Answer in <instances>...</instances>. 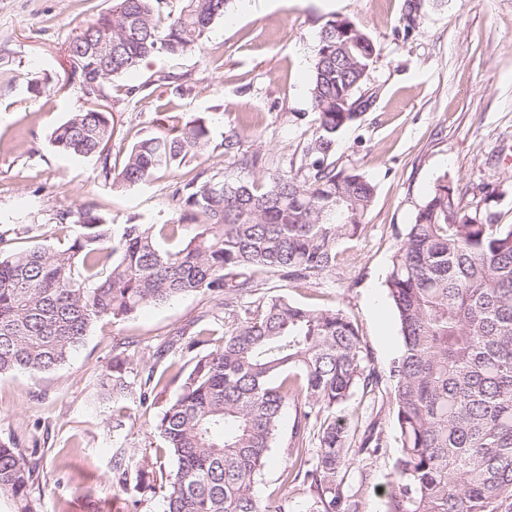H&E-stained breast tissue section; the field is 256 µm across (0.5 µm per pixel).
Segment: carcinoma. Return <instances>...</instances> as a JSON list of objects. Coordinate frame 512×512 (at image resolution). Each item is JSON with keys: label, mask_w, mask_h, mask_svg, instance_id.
Returning a JSON list of instances; mask_svg holds the SVG:
<instances>
[{"label": "carcinoma", "mask_w": 512, "mask_h": 512, "mask_svg": "<svg viewBox=\"0 0 512 512\" xmlns=\"http://www.w3.org/2000/svg\"><path fill=\"white\" fill-rule=\"evenodd\" d=\"M232 0H112V10L76 30L65 56L88 95L157 54L197 48ZM111 30L96 50L98 27ZM376 62L370 36L355 22L319 32L310 89L317 128L306 173L243 181L195 176L176 189L183 224H114L90 208L59 214L73 225L62 248L36 244L0 257V375L53 371L78 351L101 320H127L148 305L209 294L223 331L201 325L189 341L156 350L178 368L179 392L156 421L161 452L173 461L166 512H288L253 493L278 436L284 403L295 406L282 485H306L308 512H357L344 469L382 443L377 423L359 445L336 413L358 390L385 380L400 442L386 512H512V224L477 217L458 189L439 182L398 233L386 279L401 337L384 371L365 364L354 321L341 308L315 309L268 297L267 279L306 281L336 274L340 248L361 237L375 187L362 174L325 164L336 134L370 107L360 94ZM112 114L88 107L52 134L59 152L101 161L122 186L204 153L200 119L172 117L167 131L136 142L119 168L106 146ZM215 348L194 353L201 345ZM112 421L131 417L122 399L146 406L167 387L155 367L132 373L112 357ZM316 435L315 456L298 443ZM139 494L155 491L149 472L119 452L112 469ZM36 466L0 439V496L16 512H41Z\"/></svg>", "instance_id": "cac0c4a2"}]
</instances>
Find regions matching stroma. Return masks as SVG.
<instances>
[{"mask_svg":"<svg viewBox=\"0 0 512 512\" xmlns=\"http://www.w3.org/2000/svg\"><path fill=\"white\" fill-rule=\"evenodd\" d=\"M111 8L112 0H0V249L65 246L73 229L54 217L79 207L117 224L177 223L174 191L201 172L250 179L304 167L316 128L310 81L318 35L335 16L354 21L376 46L377 61L361 88L376 100L337 137L326 162L366 175L375 198L361 238L341 248L334 276L273 278L267 294L343 308L358 327L368 364L383 370L401 345L386 288L396 229L412 223L443 179L469 202L492 186L487 210L512 224V0H269L260 13L234 0L199 49L177 59L154 56L92 97L66 63L65 48L78 27ZM161 74L173 82L157 83ZM147 81L151 94L136 93ZM34 82L45 87L37 98L28 89ZM93 104L112 114L113 165L174 114L203 118L210 145L144 184L114 186L99 161L66 157L50 142L71 113ZM233 132L242 152L257 154V166L241 168L225 153L224 139ZM211 306L208 295L190 293L120 323L102 320L53 372L0 376V438L36 459L41 512H126L130 493L112 470L120 448L146 460L157 477L172 470L171 459L155 455V423L178 383L145 408L127 396L131 417L118 428L102 383L115 353L131 355L132 368L141 370L158 346L180 333L192 336L193 321ZM344 416L359 433L370 419L378 421L385 448L353 460L347 482L357 512H385L398 452L393 413L385 407L373 414L370 399L357 394ZM293 422L288 402L254 486L260 501L282 491Z\"/></svg>","mask_w":512,"mask_h":512,"instance_id":"1","label":"stroma"}]
</instances>
